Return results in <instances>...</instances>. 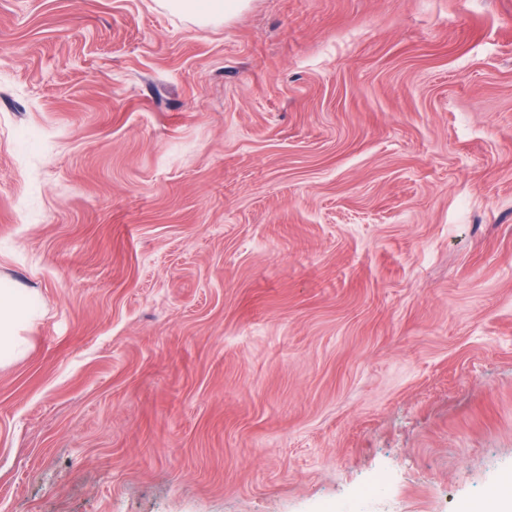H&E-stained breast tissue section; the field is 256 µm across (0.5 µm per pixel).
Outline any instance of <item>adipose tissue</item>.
<instances>
[{
	"instance_id": "ef3b65f1",
	"label": "adipose tissue",
	"mask_w": 512,
	"mask_h": 512,
	"mask_svg": "<svg viewBox=\"0 0 512 512\" xmlns=\"http://www.w3.org/2000/svg\"><path fill=\"white\" fill-rule=\"evenodd\" d=\"M249 0H160L171 12L188 16L198 23H219L245 9ZM37 311L32 291L0 287V363L15 359L21 352L23 327L30 324Z\"/></svg>"
}]
</instances>
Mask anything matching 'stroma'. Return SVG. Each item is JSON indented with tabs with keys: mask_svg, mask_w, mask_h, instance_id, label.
Wrapping results in <instances>:
<instances>
[{
	"mask_svg": "<svg viewBox=\"0 0 512 512\" xmlns=\"http://www.w3.org/2000/svg\"><path fill=\"white\" fill-rule=\"evenodd\" d=\"M0 512H457L512 471V0H0ZM169 11L188 16L198 23L226 21L245 9L249 0H160ZM37 301L25 288L0 287V363L15 359L21 352L24 338L19 331L36 315Z\"/></svg>",
	"mask_w": 512,
	"mask_h": 512,
	"instance_id": "1",
	"label": "stroma"
}]
</instances>
